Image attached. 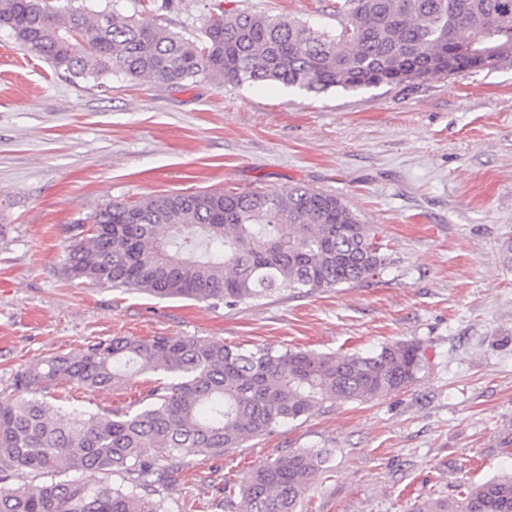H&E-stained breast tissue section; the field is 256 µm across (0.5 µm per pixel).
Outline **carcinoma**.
<instances>
[{
    "mask_svg": "<svg viewBox=\"0 0 512 512\" xmlns=\"http://www.w3.org/2000/svg\"><path fill=\"white\" fill-rule=\"evenodd\" d=\"M336 29L237 9L215 12L191 40L118 5L100 11L53 0H0V29L32 55L75 78L122 76L181 87L279 82L308 92L357 90L438 75L497 69L448 60L512 28V0H336ZM64 264L68 279L183 298L247 305L279 291L312 293L381 274L392 259L369 225L336 195L234 189L113 202L92 216ZM414 341L333 356L297 349L247 350L198 336L90 341L17 369L0 395V512H172L158 487L189 455L219 458L309 415L326 401L369 402L409 387L424 369ZM165 378L125 409L84 411L48 400L70 390ZM153 448L148 457L143 449ZM325 461L296 448L224 485V507L298 512ZM78 469L86 477L32 484V472ZM124 473L115 487L104 476ZM409 512H512V470L460 482Z\"/></svg>",
    "mask_w": 512,
    "mask_h": 512,
    "instance_id": "obj_1",
    "label": "carcinoma"
}]
</instances>
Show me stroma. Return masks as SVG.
I'll use <instances>...</instances> for the list:
<instances>
[{"label":"stroma","instance_id":"1","mask_svg":"<svg viewBox=\"0 0 512 512\" xmlns=\"http://www.w3.org/2000/svg\"><path fill=\"white\" fill-rule=\"evenodd\" d=\"M332 0H120L184 37L214 6L329 29ZM336 194L393 263L378 278L212 307L65 279L74 227L115 201L215 190ZM0 393L20 365L92 339L202 336L247 350L343 355L419 342L401 392L324 403L220 458L187 457L176 498H224L275 453L321 449L303 512H407L461 481L512 469V67L307 92L276 82L180 88L54 71L0 31ZM141 374L74 394L121 409Z\"/></svg>","mask_w":512,"mask_h":512}]
</instances>
